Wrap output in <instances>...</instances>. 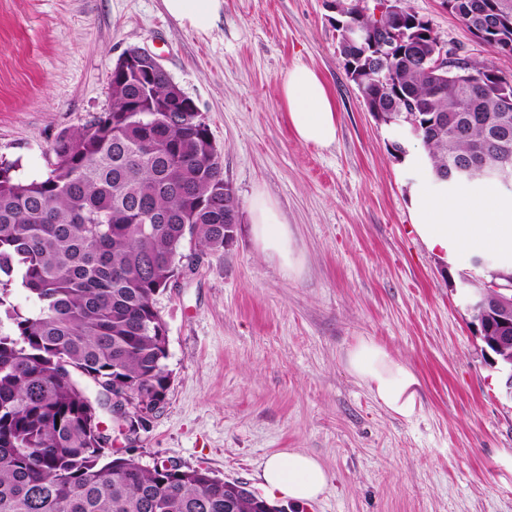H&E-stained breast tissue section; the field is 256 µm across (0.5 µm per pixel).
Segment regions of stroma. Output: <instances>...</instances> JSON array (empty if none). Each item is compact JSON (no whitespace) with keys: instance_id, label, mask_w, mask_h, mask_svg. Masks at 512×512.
<instances>
[{"instance_id":"obj_1","label":"stroma","mask_w":512,"mask_h":512,"mask_svg":"<svg viewBox=\"0 0 512 512\" xmlns=\"http://www.w3.org/2000/svg\"><path fill=\"white\" fill-rule=\"evenodd\" d=\"M441 41L487 47L442 0H407ZM331 0H222L207 30L163 0H0V159L41 175L58 132L106 112L128 48L157 55L199 108L240 201L223 254L156 298L171 387L135 442L141 464L169 460L247 483L275 452L316 458L328 476L287 512H512V398L472 325L462 276L472 260L430 251L412 222L413 166L368 112L337 50ZM303 64L325 82L338 136L300 143L280 95ZM267 190L301 263L285 272L251 233ZM373 338L418 375L421 409L391 415L345 354Z\"/></svg>"}]
</instances>
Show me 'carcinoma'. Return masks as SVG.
I'll return each instance as SVG.
<instances>
[{
  "label": "carcinoma",
  "instance_id": "cac0c4a2",
  "mask_svg": "<svg viewBox=\"0 0 512 512\" xmlns=\"http://www.w3.org/2000/svg\"><path fill=\"white\" fill-rule=\"evenodd\" d=\"M448 13L484 45L512 57V0H451ZM345 70L383 124L409 119L434 176L457 182L472 160L512 162V75L463 57L433 65L439 37L407 26L416 15L377 18L339 0ZM407 44L378 57V29ZM168 74L147 92L130 79L112 111L60 131L38 178L0 160V512H267L264 497L206 469L147 467L99 430L106 393L128 392L130 423L164 404L171 385L165 324L155 297L179 272L184 243L219 253L225 217L239 212L221 155H206L199 112L161 111ZM167 217L142 222L137 205ZM36 302L23 313L13 289Z\"/></svg>",
  "mask_w": 512,
  "mask_h": 512
}]
</instances>
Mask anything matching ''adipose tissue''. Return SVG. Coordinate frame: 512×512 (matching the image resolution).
Instances as JSON below:
<instances>
[{"instance_id": "obj_1", "label": "adipose tissue", "mask_w": 512, "mask_h": 512, "mask_svg": "<svg viewBox=\"0 0 512 512\" xmlns=\"http://www.w3.org/2000/svg\"><path fill=\"white\" fill-rule=\"evenodd\" d=\"M281 97L299 141L317 147L335 143V104L316 72L299 64L287 68L281 77ZM416 163L428 171L427 178L411 190L413 224L426 246L452 262L472 254L512 260V199L485 184L449 191L446 182L431 176L432 164L426 156H417ZM250 214L251 232L261 252L276 258L282 268H292L296 259L290 231L267 192L254 194ZM346 366L394 416L410 420L417 415L419 380L408 363L363 337L347 351ZM260 480L269 503L302 504L319 497L327 475L316 459L291 450L269 456Z\"/></svg>"}]
</instances>
